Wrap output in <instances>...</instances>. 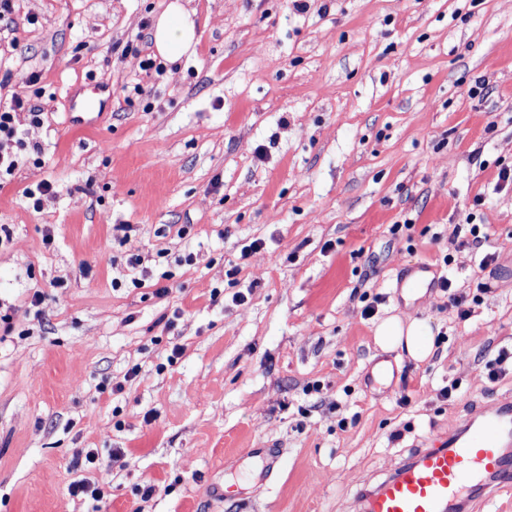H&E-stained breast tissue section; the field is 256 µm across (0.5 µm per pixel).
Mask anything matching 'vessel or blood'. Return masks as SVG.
Here are the masks:
<instances>
[{"label": "vessel or blood", "mask_w": 512, "mask_h": 512, "mask_svg": "<svg viewBox=\"0 0 512 512\" xmlns=\"http://www.w3.org/2000/svg\"><path fill=\"white\" fill-rule=\"evenodd\" d=\"M512 481V406L479 409L360 496L364 512H466Z\"/></svg>", "instance_id": "vessel-or-blood-1"}]
</instances>
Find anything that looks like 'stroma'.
<instances>
[{
  "label": "stroma",
  "mask_w": 512,
  "mask_h": 512,
  "mask_svg": "<svg viewBox=\"0 0 512 512\" xmlns=\"http://www.w3.org/2000/svg\"><path fill=\"white\" fill-rule=\"evenodd\" d=\"M169 2L0 17V104L43 110L0 177V512H360L413 451L512 402V372L486 369L512 349V0H183L199 43L159 78L121 51ZM394 314L429 322L432 357L375 345ZM84 476L99 503L69 495Z\"/></svg>",
  "instance_id": "obj_1"
}]
</instances>
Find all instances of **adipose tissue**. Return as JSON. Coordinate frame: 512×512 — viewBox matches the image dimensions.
Wrapping results in <instances>:
<instances>
[{"mask_svg": "<svg viewBox=\"0 0 512 512\" xmlns=\"http://www.w3.org/2000/svg\"><path fill=\"white\" fill-rule=\"evenodd\" d=\"M152 41L157 53L165 58L193 51L198 42L196 24L182 0H170L155 22ZM374 342L385 351H404L418 362L429 359L434 350L431 327L418 317L405 320L394 315L382 320L375 329Z\"/></svg>", "mask_w": 512, "mask_h": 512, "instance_id": "adipose-tissue-1", "label": "adipose tissue"}]
</instances>
